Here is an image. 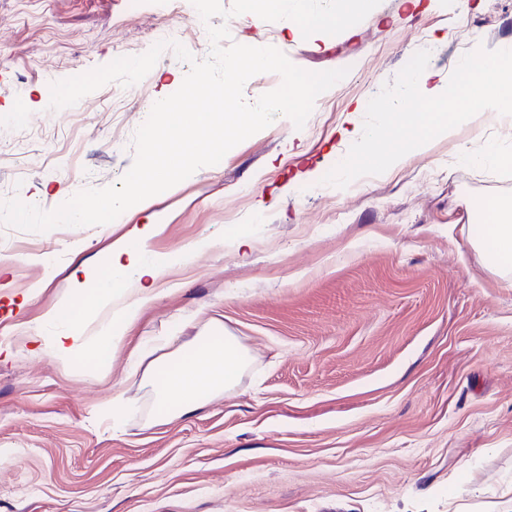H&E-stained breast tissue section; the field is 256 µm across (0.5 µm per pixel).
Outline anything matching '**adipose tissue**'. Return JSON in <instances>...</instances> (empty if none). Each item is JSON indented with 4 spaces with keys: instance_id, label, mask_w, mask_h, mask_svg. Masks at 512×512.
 <instances>
[{
    "instance_id": "1",
    "label": "adipose tissue",
    "mask_w": 512,
    "mask_h": 512,
    "mask_svg": "<svg viewBox=\"0 0 512 512\" xmlns=\"http://www.w3.org/2000/svg\"><path fill=\"white\" fill-rule=\"evenodd\" d=\"M493 220L476 212L473 244L491 264L512 267V214L490 205ZM148 229L132 235L112 249V263L97 282L92 297L103 316L94 338H87L86 312L71 297L58 298L44 314L53 336L47 351L66 364L80 363L96 373L108 367L113 349L147 304L156 299V284L167 266L146 250ZM249 363V354L231 336H204L193 345L161 355L151 363L157 413L171 420L193 413L214 397L233 388Z\"/></svg>"
}]
</instances>
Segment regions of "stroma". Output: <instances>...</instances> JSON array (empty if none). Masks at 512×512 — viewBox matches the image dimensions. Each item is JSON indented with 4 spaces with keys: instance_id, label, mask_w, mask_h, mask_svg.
<instances>
[{
    "instance_id": "35a3bbf8",
    "label": "stroma",
    "mask_w": 512,
    "mask_h": 512,
    "mask_svg": "<svg viewBox=\"0 0 512 512\" xmlns=\"http://www.w3.org/2000/svg\"><path fill=\"white\" fill-rule=\"evenodd\" d=\"M420 3L381 0L335 36L228 19L233 42L348 74L303 128L277 116L111 223L0 224V480L19 487L0 512H512V271L472 244L474 212L488 198L512 207V181L460 158L511 153L512 133L472 118L382 174L323 182L361 105L416 52L446 81L512 34V0ZM167 27L198 39L156 0H0V200L51 211L118 184L136 130L189 64L162 55L136 93L107 84L60 110L50 85L141 55ZM150 215L148 249L173 263L110 368L30 349L49 305L74 293L72 270L94 288L111 243ZM214 318L249 366L200 410L156 420L130 349L174 351ZM115 395L118 424L102 409Z\"/></svg>"
}]
</instances>
